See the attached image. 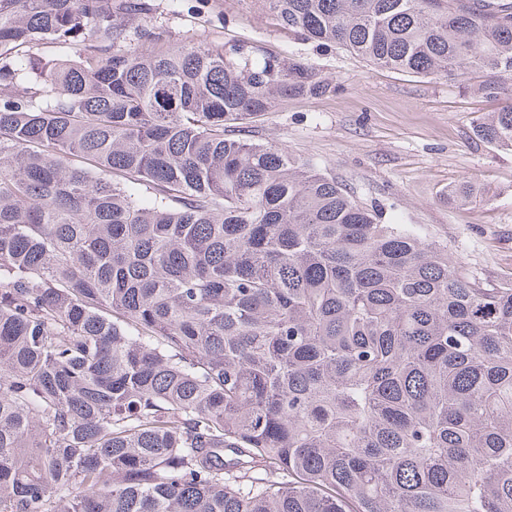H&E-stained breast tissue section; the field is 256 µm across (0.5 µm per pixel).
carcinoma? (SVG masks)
Masks as SVG:
<instances>
[{
	"label": "carcinoma",
	"instance_id": "cac0c4a2",
	"mask_svg": "<svg viewBox=\"0 0 512 512\" xmlns=\"http://www.w3.org/2000/svg\"><path fill=\"white\" fill-rule=\"evenodd\" d=\"M262 6L512 149V0ZM152 11L0 0V512H512V280L245 133L316 65Z\"/></svg>",
	"mask_w": 512,
	"mask_h": 512
}]
</instances>
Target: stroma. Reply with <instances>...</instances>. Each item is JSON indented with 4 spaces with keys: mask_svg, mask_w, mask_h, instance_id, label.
<instances>
[{
    "mask_svg": "<svg viewBox=\"0 0 512 512\" xmlns=\"http://www.w3.org/2000/svg\"><path fill=\"white\" fill-rule=\"evenodd\" d=\"M153 3L156 22L174 39L257 43L318 65L335 92L280 102L253 122L254 137L313 160L362 201L380 203L387 223L447 243L479 281L512 277V150L473 135L474 121L502 106L476 91V75L414 77L345 51L319 54L259 0H213L208 14L195 12L192 0ZM462 182L476 198L449 202V189Z\"/></svg>",
    "mask_w": 512,
    "mask_h": 512,
    "instance_id": "stroma-1",
    "label": "stroma"
}]
</instances>
